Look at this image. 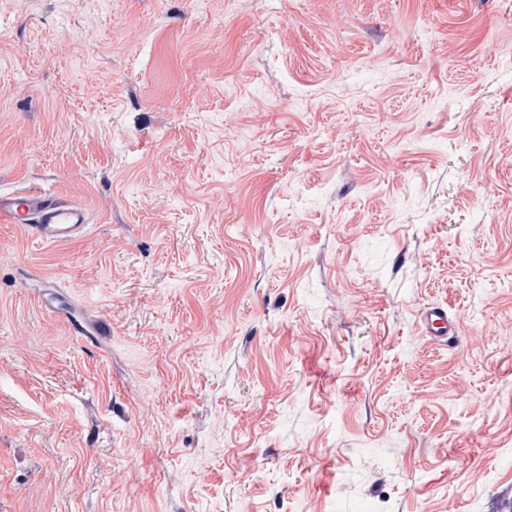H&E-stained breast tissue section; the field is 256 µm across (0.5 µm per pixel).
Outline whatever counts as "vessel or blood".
<instances>
[{
  "mask_svg": "<svg viewBox=\"0 0 512 512\" xmlns=\"http://www.w3.org/2000/svg\"><path fill=\"white\" fill-rule=\"evenodd\" d=\"M89 222L90 213L83 205L41 187L0 192V223L28 225L41 243L58 245L73 241L84 234ZM420 322L425 334L449 346L458 345L459 323L444 308H427Z\"/></svg>",
  "mask_w": 512,
  "mask_h": 512,
  "instance_id": "obj_1",
  "label": "vessel or blood"
}]
</instances>
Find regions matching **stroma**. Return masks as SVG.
Here are the masks:
<instances>
[{"instance_id":"1","label":"stroma","mask_w":512,"mask_h":512,"mask_svg":"<svg viewBox=\"0 0 512 512\" xmlns=\"http://www.w3.org/2000/svg\"><path fill=\"white\" fill-rule=\"evenodd\" d=\"M31 185L0 512H512V0H0ZM0 223L29 224L39 242L58 245L84 234L90 213L73 200L63 199L39 186H30L18 192L0 191ZM422 331L428 336L448 343V348L458 345L460 340V328L458 321L448 316V312L441 306L428 307L422 314Z\"/></svg>"}]
</instances>
